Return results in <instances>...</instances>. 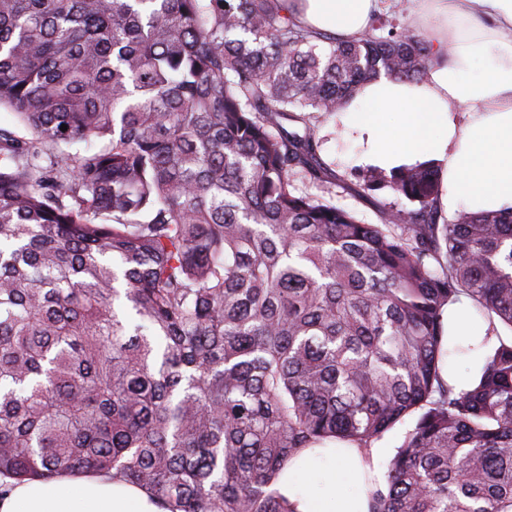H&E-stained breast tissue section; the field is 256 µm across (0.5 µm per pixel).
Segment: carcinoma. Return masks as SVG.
Returning a JSON list of instances; mask_svg holds the SVG:
<instances>
[{"mask_svg":"<svg viewBox=\"0 0 512 512\" xmlns=\"http://www.w3.org/2000/svg\"><path fill=\"white\" fill-rule=\"evenodd\" d=\"M384 0L359 39L286 0H0V479L108 474L167 512H291L304 448L409 415L371 512H512V208L440 210L430 163L308 188L296 112L335 114L431 42ZM68 129L61 130V125ZM488 319L468 389L444 307Z\"/></svg>","mask_w":512,"mask_h":512,"instance_id":"cac0c4a2","label":"carcinoma"}]
</instances>
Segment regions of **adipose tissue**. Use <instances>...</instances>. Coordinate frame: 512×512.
<instances>
[{
    "mask_svg": "<svg viewBox=\"0 0 512 512\" xmlns=\"http://www.w3.org/2000/svg\"><path fill=\"white\" fill-rule=\"evenodd\" d=\"M411 23L429 26L434 61L422 82H367L333 118L356 131L361 163L382 170L432 161L452 204L470 212L512 207V0H414ZM380 0H289L302 25L359 39ZM449 335L478 345L489 328L469 301L448 305ZM382 450L328 443L303 450L276 487L292 512H370L383 487ZM0 512H163L144 490L100 474L11 486Z\"/></svg>",
    "mask_w": 512,
    "mask_h": 512,
    "instance_id": "ef3b65f1",
    "label": "adipose tissue"
}]
</instances>
